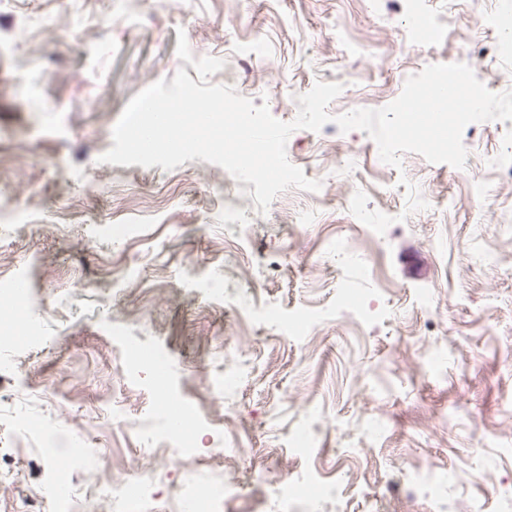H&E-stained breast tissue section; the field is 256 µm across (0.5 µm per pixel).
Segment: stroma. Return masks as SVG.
<instances>
[{"label":"stroma","mask_w":512,"mask_h":512,"mask_svg":"<svg viewBox=\"0 0 512 512\" xmlns=\"http://www.w3.org/2000/svg\"><path fill=\"white\" fill-rule=\"evenodd\" d=\"M67 3L85 17L83 48L42 15ZM499 0H0V201L27 218L0 227V251L31 267L44 339L0 369V512H52L49 462L19 429L28 413L66 422L99 459L70 474L101 512H122L102 487L112 475L157 471L166 497L186 468L239 486L227 512H278L271 484L317 467L371 471L399 483L405 468L453 473L442 509L422 490L409 499L342 487L347 512H497L492 485L512 484V179L488 161L512 149V120L463 131L462 169L406 153L383 163L367 133L294 131L291 163L321 181L320 195L289 189L259 213L241 184L201 159L174 170L100 163L128 102L181 66L179 34L199 56L223 59L213 84L268 105L284 122L316 81L338 82L333 117L381 108L434 63H467L491 91L512 89V57L495 53L487 20ZM111 15L101 37L97 21ZM442 30L418 43L408 19ZM357 197L367 224L348 206ZM127 216L142 231L117 242ZM142 277L117 282L122 269ZM350 288L370 321L336 307ZM269 304L317 317L311 335L280 336L245 320ZM120 325L130 342L161 347L179 393L246 366L224 394L225 434L198 433L196 459L164 447L158 401L126 377ZM31 385L23 397L16 376ZM314 418L310 454L292 446ZM235 436L242 460L225 468L212 449ZM478 456H469V449Z\"/></svg>","instance_id":"35a3bbf8"}]
</instances>
